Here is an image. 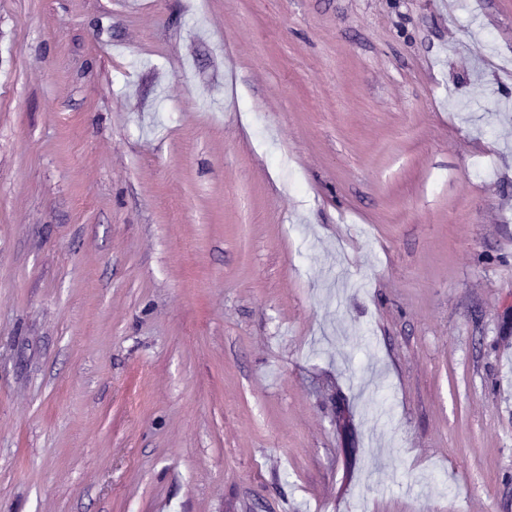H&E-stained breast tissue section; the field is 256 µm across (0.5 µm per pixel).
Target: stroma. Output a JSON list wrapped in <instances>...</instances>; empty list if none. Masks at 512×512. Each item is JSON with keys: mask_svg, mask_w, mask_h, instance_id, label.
Wrapping results in <instances>:
<instances>
[{"mask_svg": "<svg viewBox=\"0 0 512 512\" xmlns=\"http://www.w3.org/2000/svg\"><path fill=\"white\" fill-rule=\"evenodd\" d=\"M0 512H512V0H0Z\"/></svg>", "mask_w": 512, "mask_h": 512, "instance_id": "stroma-1", "label": "stroma"}]
</instances>
